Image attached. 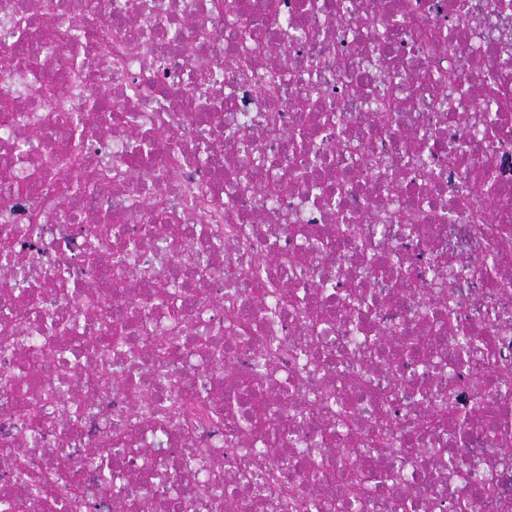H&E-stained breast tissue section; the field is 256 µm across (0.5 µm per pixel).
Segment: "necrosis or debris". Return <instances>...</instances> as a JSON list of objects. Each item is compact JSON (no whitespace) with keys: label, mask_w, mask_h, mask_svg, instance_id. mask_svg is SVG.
Instances as JSON below:
<instances>
[{"label":"necrosis or debris","mask_w":512,"mask_h":512,"mask_svg":"<svg viewBox=\"0 0 512 512\" xmlns=\"http://www.w3.org/2000/svg\"><path fill=\"white\" fill-rule=\"evenodd\" d=\"M334 2L244 0L231 12L224 0H58L48 25L36 0H0V43L13 39L8 16L26 14L34 49L21 70H0V98L20 103L0 109V187L22 186L0 202V239L29 260L0 270V505L316 512L355 456L370 489L337 494L332 512H512V384L499 375L512 366V0ZM376 14L399 29L384 61ZM117 17L125 32H108ZM243 28L248 42H233ZM75 55L90 75L69 90L76 104L94 87L110 99L109 111L82 113L76 207L46 163L71 137L44 94ZM241 55L255 80L240 78ZM278 63L285 89L270 96L259 76ZM203 71L221 72L210 93L224 108L200 121L186 98ZM386 100L394 110L379 127ZM135 139L155 147L133 164ZM200 139L210 160L196 156ZM301 140L308 150H287ZM247 144L265 162L251 184L224 173L246 164ZM425 151L428 178L413 161ZM105 157L122 177L96 180ZM314 182L335 189L347 228L314 202ZM150 209L163 223L149 225ZM133 240L144 246L131 259ZM419 246L437 254L435 271ZM250 259L262 275L246 274ZM147 271L176 286L188 325L162 361L152 338L173 312L143 288ZM46 313L68 320L65 336L46 338ZM452 327L489 337L487 350L457 365ZM483 383L497 390L486 415L421 427L433 396L459 412ZM253 410L280 417L277 452L260 431L232 438ZM112 447L123 468L103 483L84 459ZM196 449L207 463L183 475ZM260 449L269 483L258 495L240 474ZM13 458L57 482L33 496Z\"/></svg>","instance_id":"obj_1"}]
</instances>
